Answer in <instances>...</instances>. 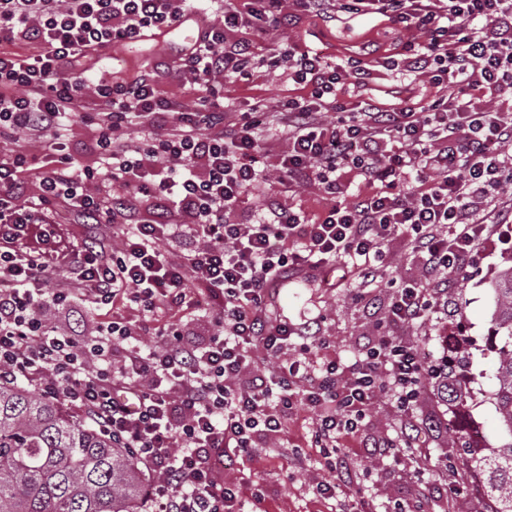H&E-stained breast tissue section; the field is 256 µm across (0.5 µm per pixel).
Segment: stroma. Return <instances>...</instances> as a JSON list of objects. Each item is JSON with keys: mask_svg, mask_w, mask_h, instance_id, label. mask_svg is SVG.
I'll return each mask as SVG.
<instances>
[{"mask_svg": "<svg viewBox=\"0 0 512 512\" xmlns=\"http://www.w3.org/2000/svg\"><path fill=\"white\" fill-rule=\"evenodd\" d=\"M422 34L412 28L389 22L378 16L372 19L341 16L327 21L319 17L295 13L289 0L282 4V23L271 32L257 50L249 68L248 77L235 83V92L228 100L231 118H241L254 103L275 109L292 95L279 68L269 66V57L287 42L320 53L328 62L343 63L356 60L364 69L363 83L345 85L342 100L355 104L370 98L380 106L421 110L446 87L431 83L428 75L417 74L403 78L389 65L391 57L416 49ZM186 50L175 29L136 43H120L82 59L78 70L84 71L88 82L112 78L121 82L133 79L142 71L159 70L160 90L165 97L186 106L196 105L200 94L190 84L181 67ZM98 130L93 120L75 118L69 123L64 141L67 151L83 167H97L99 152L96 147ZM50 137L30 140L27 137L0 138V156L8 158L16 151L26 157L23 177L29 193H36L39 178L50 159ZM321 199L316 185L308 184L294 189L284 185L282 178L273 177L270 185L259 193L250 194L244 211L254 212L270 201L284 206L315 210ZM512 234V227L494 231L484 241L477 261L465 281L448 291V307L432 321L413 323L398 328L397 333L415 345L428 359L465 357L468 362L466 397L460 409H452L435 385H428L414 409L416 421L433 423L435 429L427 433L426 442L417 452L413 463L391 459H373L351 456L345 464L350 472L347 495L366 493L376 512H385L389 501L407 499L418 502L420 512H455L458 500H465L470 512H491L492 502L486 494H474L477 481L470 456L459 445L448 439L449 429L475 433L480 446L494 448L507 435L499 421L495 393L497 358L488 346L494 292L491 280L495 273L512 258V245L503 243L502 234ZM407 242L398 240L389 247L388 266L381 280L365 289L366 298L354 302L351 285L343 280L339 270L322 272L317 280L299 279L281 289L275 299L276 308L293 320L322 317L321 334L324 345H312L317 357H332L342 364H351L355 355L376 336L391 294V281L421 276ZM47 323L61 334L81 340L96 334L104 322L103 310L81 298H74L66 307H48ZM312 421L305 416L289 419L284 433L272 441L270 447L244 458L237 467L227 470L229 482L248 478L262 484L265 490L264 512H341L340 501H320L312 493V486L325 476L320 458L315 453L298 457L293 445L310 438ZM453 470L461 487L459 498L439 492L420 495L421 482L439 483L446 470Z\"/></svg>", "mask_w": 512, "mask_h": 512, "instance_id": "35a3bbf8", "label": "stroma"}]
</instances>
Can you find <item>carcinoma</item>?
<instances>
[{"instance_id": "1", "label": "carcinoma", "mask_w": 512, "mask_h": 512, "mask_svg": "<svg viewBox=\"0 0 512 512\" xmlns=\"http://www.w3.org/2000/svg\"><path fill=\"white\" fill-rule=\"evenodd\" d=\"M497 411L509 440L475 456L493 512H512V266L493 283ZM147 477L130 452L59 399L0 385V512H147Z\"/></svg>"}]
</instances>
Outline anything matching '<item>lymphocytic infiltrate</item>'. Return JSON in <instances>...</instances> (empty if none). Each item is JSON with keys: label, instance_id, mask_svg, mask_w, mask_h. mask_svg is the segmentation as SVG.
I'll list each match as a JSON object with an SVG mask.
<instances>
[{"label": "lymphocytic infiltrate", "instance_id": "obj_1", "mask_svg": "<svg viewBox=\"0 0 512 512\" xmlns=\"http://www.w3.org/2000/svg\"><path fill=\"white\" fill-rule=\"evenodd\" d=\"M280 2L257 0L243 13L224 0L221 21L204 22L183 60L192 82L244 74L255 44L281 23ZM293 3L329 19L381 15L421 31L420 48L392 69L429 73L456 94L420 112L370 98L348 110L342 87L363 70L291 43L280 58L303 95L230 122L223 102L188 108L164 97L156 73L91 86L74 69L114 44L172 28L186 0H0V135L57 136L93 105L103 161L93 171L70 156L51 160L38 197L28 198L18 177L23 153L0 158V383L25 380L128 448L150 477V512H244L240 485L224 482L221 470L280 436L302 410L312 415V447L333 471L313 493L335 498L346 482L335 472L344 441L361 434L378 398L390 395L410 415L425 382L442 375L394 328L432 320L491 225L512 223V0ZM228 27L249 30V39L227 42ZM15 42L32 53L8 52ZM169 114L157 146L119 134L129 119L153 125ZM266 126L288 143L280 170L289 185L320 187L318 214L272 203L234 221L248 193L271 179ZM58 206L78 223L111 227V239L71 241L56 229ZM396 238L411 245L423 275L398 284L384 333L345 369L292 354L311 326L271 316L277 290L335 265L373 282ZM162 240L173 253L159 249ZM54 268L68 280L52 288ZM73 284L99 306L137 304L148 323L205 309L214 331L189 342L173 324L146 351L116 315L79 342L42 314L67 305ZM258 350L275 365L259 364Z\"/></svg>", "mask_w": 512, "mask_h": 512}]
</instances>
